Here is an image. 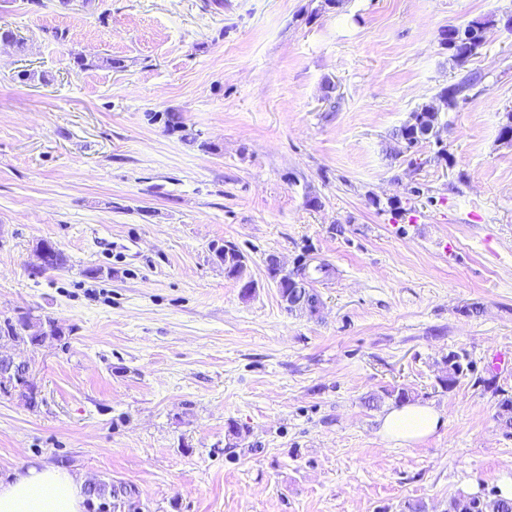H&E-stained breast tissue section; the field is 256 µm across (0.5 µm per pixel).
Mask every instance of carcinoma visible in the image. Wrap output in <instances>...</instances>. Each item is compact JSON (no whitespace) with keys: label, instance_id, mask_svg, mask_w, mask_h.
Returning <instances> with one entry per match:
<instances>
[{"label":"carcinoma","instance_id":"carcinoma-1","mask_svg":"<svg viewBox=\"0 0 512 512\" xmlns=\"http://www.w3.org/2000/svg\"><path fill=\"white\" fill-rule=\"evenodd\" d=\"M494 22L495 15L493 14L469 20L464 29L460 31L463 37V44L460 46L452 45L446 37L441 41V44L448 49L450 60L458 71L455 81L444 89L448 96V109L455 108L461 100H468L469 92L482 81V74L468 68V64L482 48L487 26ZM160 117L155 113L150 116V119L155 121ZM414 117L415 123H403L392 131V137L399 141L407 140L417 146L427 140L426 132L441 120L440 113L432 111L429 104L414 111ZM161 118L164 119L166 131L180 134V139L184 142L192 144L198 142L197 134L186 128L178 113L167 112ZM200 147L205 150L211 149V145L206 142L200 143ZM44 245L47 252L46 263L50 270L65 269L68 265V258L63 251L49 241L44 242ZM213 252L219 260L224 262L225 277L239 282L244 280L245 256L235 244L228 241L221 245L217 244L213 247ZM62 334V328L57 326L55 320L51 318L42 320L32 316L29 312L0 319V348L9 345L43 344L49 339L62 336ZM466 359V355L457 352L448 354V359L445 360L446 373L440 378L442 388L447 391L453 388L458 377L468 367ZM12 390L19 392L29 405H36L37 391L22 378L0 371V393L8 394ZM126 491L127 486L121 483L116 484L104 480L97 482L94 494L86 496L89 512H117ZM462 498L470 499V512H512V498L501 496L497 489L488 495L462 491L448 502V512H458V502Z\"/></svg>","mask_w":512,"mask_h":512}]
</instances>
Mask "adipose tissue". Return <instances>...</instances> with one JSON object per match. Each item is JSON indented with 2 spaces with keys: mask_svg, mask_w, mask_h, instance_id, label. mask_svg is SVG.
I'll return each mask as SVG.
<instances>
[{
  "mask_svg": "<svg viewBox=\"0 0 512 512\" xmlns=\"http://www.w3.org/2000/svg\"><path fill=\"white\" fill-rule=\"evenodd\" d=\"M443 417L434 406L413 402L390 408L380 419L383 438L409 445L434 435ZM83 480L55 466L21 464L0 476V512H82Z\"/></svg>",
  "mask_w": 512,
  "mask_h": 512,
  "instance_id": "ef3b65f1",
  "label": "adipose tissue"
}]
</instances>
